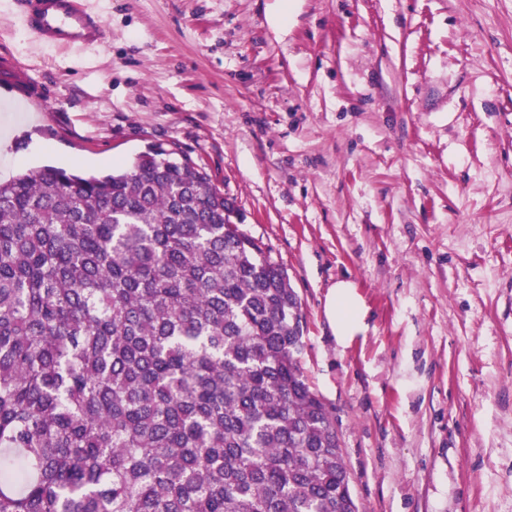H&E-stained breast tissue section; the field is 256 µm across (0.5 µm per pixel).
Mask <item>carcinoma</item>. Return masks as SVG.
I'll use <instances>...</instances> for the list:
<instances>
[{"label":"carcinoma","instance_id":"carcinoma-1","mask_svg":"<svg viewBox=\"0 0 512 512\" xmlns=\"http://www.w3.org/2000/svg\"><path fill=\"white\" fill-rule=\"evenodd\" d=\"M174 155L0 181V512H358L287 272Z\"/></svg>","mask_w":512,"mask_h":512}]
</instances>
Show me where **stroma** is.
Wrapping results in <instances>:
<instances>
[{"mask_svg":"<svg viewBox=\"0 0 512 512\" xmlns=\"http://www.w3.org/2000/svg\"><path fill=\"white\" fill-rule=\"evenodd\" d=\"M96 48L0 0V179L180 148L297 292L359 512H512V0H90ZM354 284L359 333L326 316ZM0 80L30 102H43L44 91L11 55L0 52Z\"/></svg>","mask_w":512,"mask_h":512,"instance_id":"1","label":"stroma"}]
</instances>
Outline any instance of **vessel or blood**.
Returning a JSON list of instances; mask_svg holds the SVG:
<instances>
[{
	"label": "vessel or blood",
	"instance_id": "b4317fda",
	"mask_svg": "<svg viewBox=\"0 0 512 512\" xmlns=\"http://www.w3.org/2000/svg\"><path fill=\"white\" fill-rule=\"evenodd\" d=\"M18 6L24 27L46 46H93L105 37L103 18L89 10L87 0H19ZM0 82L29 101L45 97L41 85L4 52H0Z\"/></svg>",
	"mask_w": 512,
	"mask_h": 512
}]
</instances>
